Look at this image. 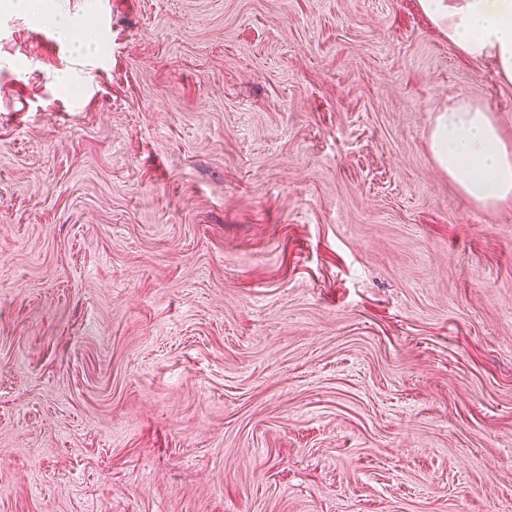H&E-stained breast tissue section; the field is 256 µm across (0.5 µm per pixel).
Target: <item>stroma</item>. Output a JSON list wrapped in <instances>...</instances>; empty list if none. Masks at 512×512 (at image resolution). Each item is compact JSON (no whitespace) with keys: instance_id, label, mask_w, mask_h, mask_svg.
<instances>
[{"instance_id":"obj_1","label":"stroma","mask_w":512,"mask_h":512,"mask_svg":"<svg viewBox=\"0 0 512 512\" xmlns=\"http://www.w3.org/2000/svg\"><path fill=\"white\" fill-rule=\"evenodd\" d=\"M0 0V512H512V84L419 0ZM93 32L78 50L63 26ZM492 112L461 101L438 114L429 136L438 165L482 206L512 202V145Z\"/></svg>"}]
</instances>
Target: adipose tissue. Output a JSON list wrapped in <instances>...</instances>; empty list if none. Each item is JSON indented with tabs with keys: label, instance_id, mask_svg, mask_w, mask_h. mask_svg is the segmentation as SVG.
<instances>
[{
	"label": "adipose tissue",
	"instance_id": "obj_1",
	"mask_svg": "<svg viewBox=\"0 0 512 512\" xmlns=\"http://www.w3.org/2000/svg\"><path fill=\"white\" fill-rule=\"evenodd\" d=\"M423 11L462 55L491 59L512 82V0H420ZM438 165L483 206L512 202V144L492 111L460 102L438 114L429 136Z\"/></svg>",
	"mask_w": 512,
	"mask_h": 512
}]
</instances>
